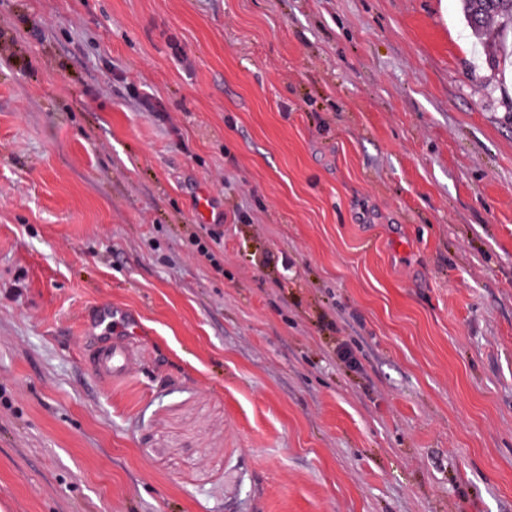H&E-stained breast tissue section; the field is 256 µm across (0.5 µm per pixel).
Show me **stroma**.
<instances>
[{"label":"stroma","mask_w":512,"mask_h":512,"mask_svg":"<svg viewBox=\"0 0 512 512\" xmlns=\"http://www.w3.org/2000/svg\"><path fill=\"white\" fill-rule=\"evenodd\" d=\"M0 512H512V60L461 0H0ZM107 331L94 336L90 342L89 360L94 372L103 378L119 379L127 374L130 362L129 351L117 344H112V336H106Z\"/></svg>","instance_id":"obj_1"}]
</instances>
